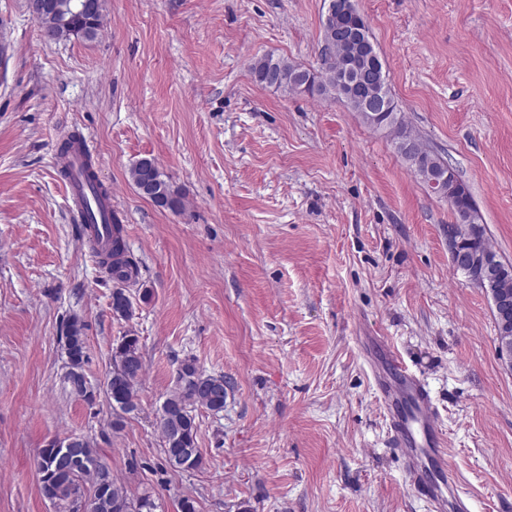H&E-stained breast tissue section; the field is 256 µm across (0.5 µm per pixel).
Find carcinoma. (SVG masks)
<instances>
[{"label":"carcinoma","instance_id":"carcinoma-1","mask_svg":"<svg viewBox=\"0 0 512 512\" xmlns=\"http://www.w3.org/2000/svg\"><path fill=\"white\" fill-rule=\"evenodd\" d=\"M68 36L93 40L100 31L104 15L69 14ZM347 64L344 54L336 52L331 62H318L314 68L317 76L306 82L304 76L309 68L294 65L272 54L256 57L249 65L253 80L259 85H266L269 71L276 72V88L289 93H300L310 97H337L346 101L355 111H360L359 104L349 97L336 93V72ZM364 120L376 130H385L392 139L414 141L415 152L406 157L410 167L422 179L443 168L446 161L431 149L425 147L404 122L403 116L392 107L389 115L374 117L363 113ZM133 184L144 179L162 183L167 192L166 200L159 207L172 212L184 209L183 196L179 189L160 171L152 158H142L130 170ZM102 221L112 225L111 246L99 250L100 263L109 278L116 280H139V262L130 257V251L124 235V226L116 214L101 213ZM65 351L67 370L83 372L87 361V342L82 324L71 319L65 326ZM112 368L120 372H110L106 384L107 399L111 402L116 419L112 428L122 425L123 416L138 410V386L144 373V363L140 352L139 337L128 334L121 337L112 348ZM190 379L176 385L161 407L163 421L160 429L163 440L164 462H169L171 455L183 454L182 470H194L202 463V454L197 444L198 426L193 412L200 406L218 413L224 410V392L206 389L214 382L224 383V376L210 375L198 371L195 362L185 366ZM37 468L40 474L42 495L54 506L55 512H80L82 503L94 499L96 512H156L158 504L149 494L140 497L131 496L127 489L112 479V473L103 458L90 442L83 448L68 454H61L52 441L37 453Z\"/></svg>","mask_w":512,"mask_h":512}]
</instances>
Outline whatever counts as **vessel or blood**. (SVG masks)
I'll return each instance as SVG.
<instances>
[{
  "label": "vessel or blood",
  "mask_w": 512,
  "mask_h": 512,
  "mask_svg": "<svg viewBox=\"0 0 512 512\" xmlns=\"http://www.w3.org/2000/svg\"><path fill=\"white\" fill-rule=\"evenodd\" d=\"M94 148L84 140L81 148L69 155L65 164L70 171L65 184L71 198H78L85 179L83 167ZM384 360L387 377L376 380L385 405L392 444L406 461V472L414 492L429 505V512H446L454 507L464 512L456 472L448 461L437 408L423 376L413 371L394 351Z\"/></svg>",
  "instance_id": "b4317fda"
}]
</instances>
